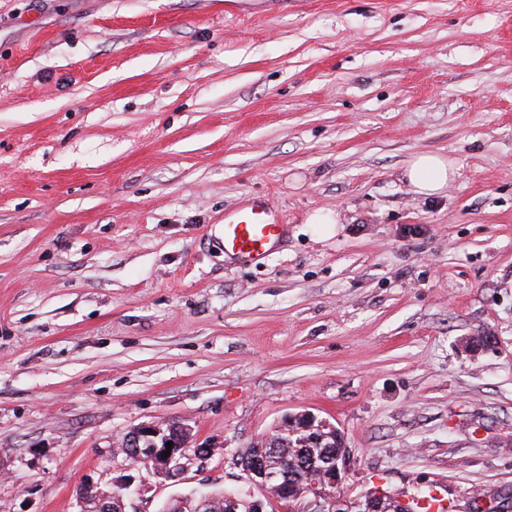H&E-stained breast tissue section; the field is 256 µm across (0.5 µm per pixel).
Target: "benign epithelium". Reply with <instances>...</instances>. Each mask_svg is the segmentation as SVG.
<instances>
[{
    "label": "benign epithelium",
    "mask_w": 512,
    "mask_h": 512,
    "mask_svg": "<svg viewBox=\"0 0 512 512\" xmlns=\"http://www.w3.org/2000/svg\"><path fill=\"white\" fill-rule=\"evenodd\" d=\"M316 416L310 413H297L283 418L281 423L270 433L262 436L269 442L282 436L297 434L296 425L311 422ZM165 433V424L151 423L143 425L130 435L124 436L117 444L116 452L123 453L128 458L140 461L156 478L169 480L183 472L184 459L188 458L191 443V427L184 423L177 424V433L168 437L172 448L152 445L141 447V442L147 438H157ZM170 451L168 457L163 452ZM243 472L250 484L263 492V498L257 499L252 495L244 498L233 494L222 497L213 494H202L194 502L186 503L180 499H172L162 505L160 512H215V506L221 505V512H266L271 502L286 503L290 499H298L304 503V512H379L381 503L387 492L378 490L366 497L347 498L336 493V488L342 482L346 467L337 464L328 470L308 469L298 478L302 491L288 487V462L283 461L276 466L256 465L245 467ZM80 512H127L124 494L112 497V501L87 500L79 498Z\"/></svg>",
    "instance_id": "benign-epithelium-1"
}]
</instances>
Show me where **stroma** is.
I'll return each instance as SVG.
<instances>
[{
  "label": "stroma",
  "instance_id": "stroma-1",
  "mask_svg": "<svg viewBox=\"0 0 512 512\" xmlns=\"http://www.w3.org/2000/svg\"><path fill=\"white\" fill-rule=\"evenodd\" d=\"M257 201L286 234L231 262ZM301 411L344 496L512 494V0H0V512L242 486ZM167 422L215 454H115ZM456 173L448 157L437 153L415 155L403 171V177L420 196L430 197L441 193ZM285 224H279L266 203L237 207L224 214V257L264 263L281 242ZM314 419H317L320 422V430L331 429L336 431V438L339 435L343 441L342 435L336 430L334 426L330 425L325 420H319L315 415L310 413H297L284 417L281 423L271 433L265 434L261 438L269 443L271 440L280 438L282 436H293L298 433V431L295 429L298 422H312ZM166 423H151L143 425L117 444L116 452L124 453L127 458H135L156 478L169 480L181 475L185 468L184 459L188 458V451L191 443V427L184 423L177 424V433L167 437L172 442L171 450H167L166 444L159 448L152 445L149 448H141L142 438H158L165 431ZM166 442V443H168ZM170 451L167 458H163V452Z\"/></svg>",
  "mask_w": 512,
  "mask_h": 512
}]
</instances>
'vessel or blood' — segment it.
Returning <instances> with one entry per match:
<instances>
[{
  "mask_svg": "<svg viewBox=\"0 0 512 512\" xmlns=\"http://www.w3.org/2000/svg\"><path fill=\"white\" fill-rule=\"evenodd\" d=\"M285 227L265 203L237 207L224 214L225 257L251 263L264 262L281 242Z\"/></svg>",
  "mask_w": 512,
  "mask_h": 512,
  "instance_id": "b4317fda",
  "label": "vessel or blood"
}]
</instances>
